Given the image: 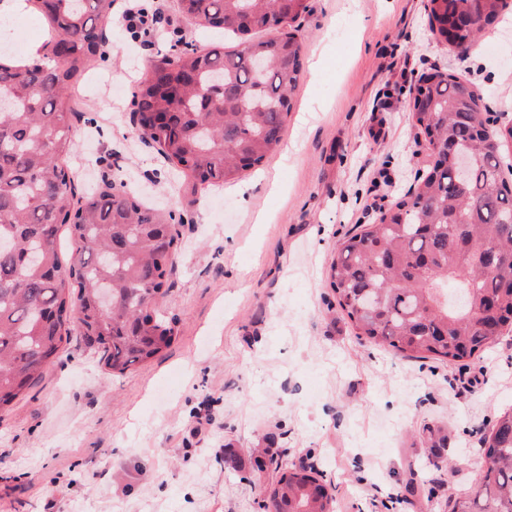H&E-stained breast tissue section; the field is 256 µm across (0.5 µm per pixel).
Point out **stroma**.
Masks as SVG:
<instances>
[{
	"mask_svg": "<svg viewBox=\"0 0 512 512\" xmlns=\"http://www.w3.org/2000/svg\"><path fill=\"white\" fill-rule=\"evenodd\" d=\"M310 3L281 148L204 192L133 134L132 95L179 43L222 37L176 0H138L163 11L140 44L114 0L68 164L77 195L110 181L176 213L158 303L174 340L120 375L70 336L0 414V512H262L289 463L329 484L335 512H448L472 487L481 437L512 407V335L462 367L395 355L355 335L328 270L337 244L429 168L409 109L421 74L469 79L512 124V14L459 54L433 36L426 0ZM424 423L447 438L454 471L429 464ZM256 448L268 451L262 472Z\"/></svg>",
	"mask_w": 512,
	"mask_h": 512,
	"instance_id": "35a3bbf8",
	"label": "stroma"
}]
</instances>
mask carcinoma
I'll return each instance as SVG.
<instances>
[{"mask_svg": "<svg viewBox=\"0 0 512 512\" xmlns=\"http://www.w3.org/2000/svg\"><path fill=\"white\" fill-rule=\"evenodd\" d=\"M53 54L0 62V412L54 363L76 333L114 373L142 365L173 339L151 311L164 294L177 237L164 210L112 185L75 199L66 159L84 106L78 78L98 58L95 19L113 0H30ZM195 26L235 34L251 14L271 37L231 51L215 45L152 67L137 93L134 134L208 188L236 180L280 144L302 72L292 23L308 0H177ZM506 0H427L439 42L461 52L495 24ZM482 97L446 69L415 88L412 118L432 165L374 224L336 246L330 286L356 335L396 355L463 365L512 332V182L500 175L512 125L481 120ZM448 142L470 158L461 177ZM74 259L60 258V229ZM438 465L447 443L425 424ZM471 491L450 512H512V408L482 439ZM269 492L281 512H335L305 466L281 472Z\"/></svg>", "mask_w": 512, "mask_h": 512, "instance_id": "cac0c4a2", "label": "carcinoma"}]
</instances>
